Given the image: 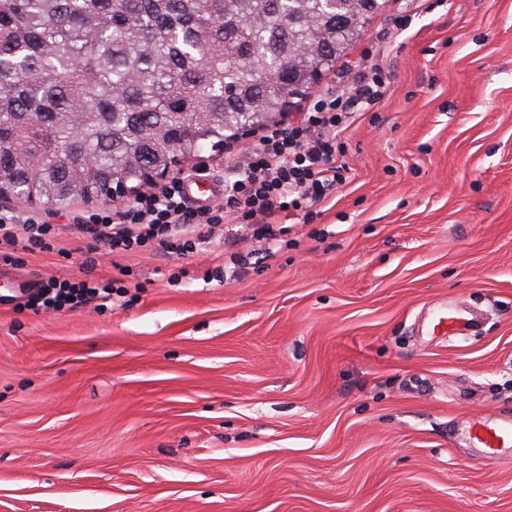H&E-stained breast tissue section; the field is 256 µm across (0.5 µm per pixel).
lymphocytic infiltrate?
Masks as SVG:
<instances>
[{
	"label": "lymphocytic infiltrate",
	"instance_id": "1",
	"mask_svg": "<svg viewBox=\"0 0 512 512\" xmlns=\"http://www.w3.org/2000/svg\"><path fill=\"white\" fill-rule=\"evenodd\" d=\"M388 82L380 63H373L346 92L317 96L296 122L266 127L246 160L228 154L225 168L232 177L223 205H189L184 179L172 177L163 185L140 193L122 211H79L72 217L78 252L97 251L107 245L116 256H131L146 249L183 255L210 243L219 224H238L251 237L275 239V216L294 215L323 203L342 181L336 163V138L346 131L358 112L379 102ZM56 229L38 218L0 210V261L10 262L12 247L35 254L53 251ZM119 287L82 280L56 281L31 296L35 310L51 311L64 305L80 306L92 299L110 300Z\"/></svg>",
	"mask_w": 512,
	"mask_h": 512
}]
</instances>
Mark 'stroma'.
<instances>
[{
  "label": "stroma",
  "mask_w": 512,
  "mask_h": 512,
  "mask_svg": "<svg viewBox=\"0 0 512 512\" xmlns=\"http://www.w3.org/2000/svg\"><path fill=\"white\" fill-rule=\"evenodd\" d=\"M383 50L346 180L276 247L224 227L126 263L128 306L0 305V512H512V0H382L315 87ZM108 251L16 274L107 282ZM451 302L475 332H433ZM470 437L485 448L489 457H498L503 449L512 447V420H479L471 427Z\"/></svg>",
  "instance_id": "1"
}]
</instances>
